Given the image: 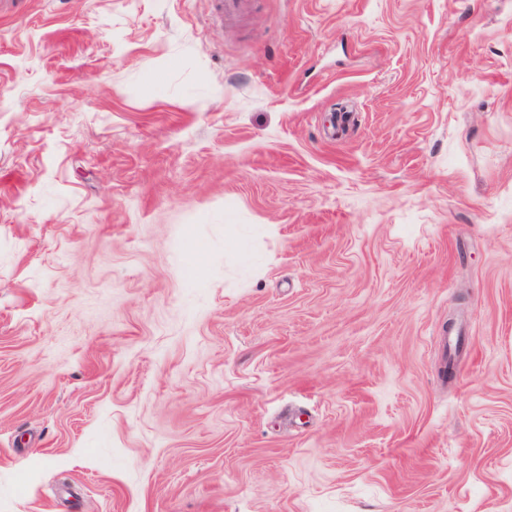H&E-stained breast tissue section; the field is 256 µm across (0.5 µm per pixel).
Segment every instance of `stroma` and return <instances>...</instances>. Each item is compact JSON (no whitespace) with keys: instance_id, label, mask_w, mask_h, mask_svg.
<instances>
[{"instance_id":"35a3bbf8","label":"stroma","mask_w":512,"mask_h":512,"mask_svg":"<svg viewBox=\"0 0 512 512\" xmlns=\"http://www.w3.org/2000/svg\"><path fill=\"white\" fill-rule=\"evenodd\" d=\"M0 0V512H512V0Z\"/></svg>"}]
</instances>
